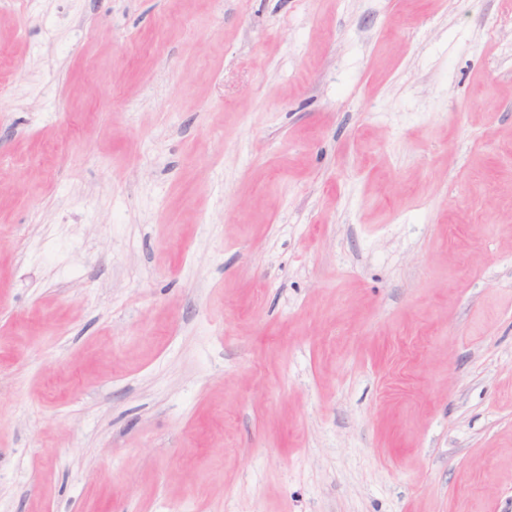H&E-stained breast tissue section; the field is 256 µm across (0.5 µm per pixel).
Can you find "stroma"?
<instances>
[{"label": "stroma", "instance_id": "obj_1", "mask_svg": "<svg viewBox=\"0 0 512 512\" xmlns=\"http://www.w3.org/2000/svg\"><path fill=\"white\" fill-rule=\"evenodd\" d=\"M0 88V512H512V0H14Z\"/></svg>", "mask_w": 512, "mask_h": 512}]
</instances>
